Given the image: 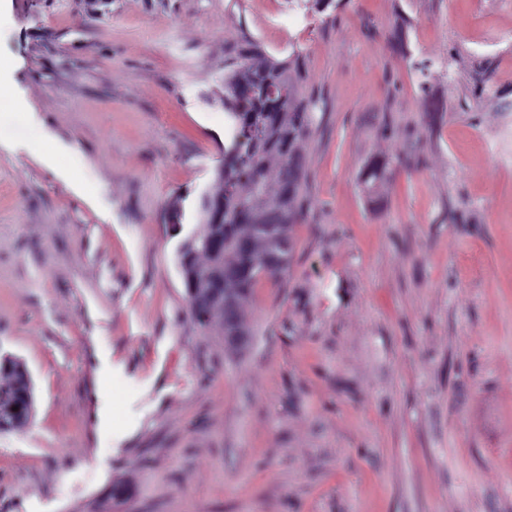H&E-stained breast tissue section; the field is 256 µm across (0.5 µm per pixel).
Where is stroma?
<instances>
[{
	"label": "stroma",
	"instance_id": "obj_1",
	"mask_svg": "<svg viewBox=\"0 0 512 512\" xmlns=\"http://www.w3.org/2000/svg\"><path fill=\"white\" fill-rule=\"evenodd\" d=\"M249 39L325 105L230 351L165 220L201 229ZM0 80V351L36 398L0 512H512V0H0Z\"/></svg>",
	"mask_w": 512,
	"mask_h": 512
}]
</instances>
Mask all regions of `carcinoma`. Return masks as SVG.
Here are the masks:
<instances>
[{
  "instance_id": "obj_1",
  "label": "carcinoma",
  "mask_w": 512,
  "mask_h": 512,
  "mask_svg": "<svg viewBox=\"0 0 512 512\" xmlns=\"http://www.w3.org/2000/svg\"><path fill=\"white\" fill-rule=\"evenodd\" d=\"M299 57L277 60L255 42L239 46L224 72V111L230 120V142L224 147V178L213 194L224 198V223L205 220L198 208L199 233L179 253L187 297L206 321L226 336H248L242 309L260 283L282 276L293 250L290 224L303 218L307 161L301 143L311 133L320 98L305 95ZM391 175L390 162L370 160L364 183ZM34 392L26 364L0 354V433L27 425Z\"/></svg>"
}]
</instances>
